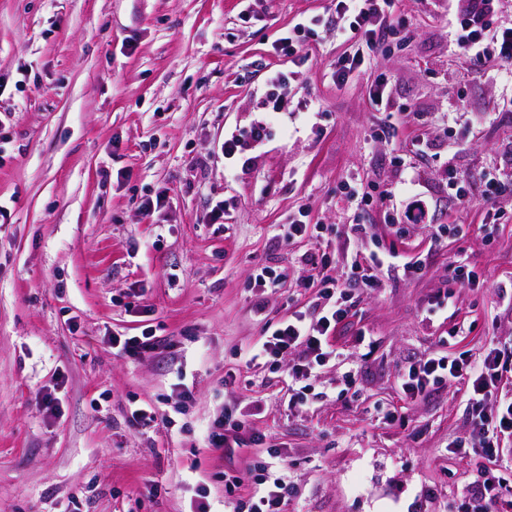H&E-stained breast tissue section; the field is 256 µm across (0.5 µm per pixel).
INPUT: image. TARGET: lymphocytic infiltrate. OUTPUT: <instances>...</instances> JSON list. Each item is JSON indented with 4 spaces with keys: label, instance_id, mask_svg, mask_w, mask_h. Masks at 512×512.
<instances>
[{
    "label": "lymphocytic infiltrate",
    "instance_id": "f902f5d3",
    "mask_svg": "<svg viewBox=\"0 0 512 512\" xmlns=\"http://www.w3.org/2000/svg\"><path fill=\"white\" fill-rule=\"evenodd\" d=\"M497 2L448 0L452 44L456 53L486 68L490 77L512 81V26H495ZM390 7V0H336V30L349 44L331 73L337 86L356 81L372 53L404 30V23L392 18ZM369 96L381 114L376 135L380 142L393 143L405 122H427L423 112L392 111L385 83H372ZM302 260L311 268L307 285L317 293L312 312L265 323L262 342L248 353L253 364L288 359L293 402L299 406L306 404L321 369L346 358L330 338L350 315L357 287L380 288L376 272L385 267L400 266L417 277L424 276L427 269L421 259H406L394 250L354 251L342 277L334 274L339 252L315 248L304 253ZM398 383L403 395L412 400L427 397L438 385H465L468 429L451 446L457 453L478 457L480 463L461 494V508L463 512H512V471L493 466L506 442L512 441V343L494 337L476 354L432 351L407 366ZM248 481L254 488L247 512H284L288 485L282 467L263 466L257 476L249 471L225 475L224 487L230 492Z\"/></svg>",
    "mask_w": 512,
    "mask_h": 512
}]
</instances>
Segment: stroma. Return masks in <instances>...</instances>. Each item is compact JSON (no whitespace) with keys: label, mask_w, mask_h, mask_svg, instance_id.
Instances as JSON below:
<instances>
[{"label":"stroma","mask_w":512,"mask_h":512,"mask_svg":"<svg viewBox=\"0 0 512 512\" xmlns=\"http://www.w3.org/2000/svg\"><path fill=\"white\" fill-rule=\"evenodd\" d=\"M392 13L407 35L339 88L331 68L347 44L333 0H0V512H193L201 488L224 512L225 473L267 462L286 468L287 512H455L476 465L448 451L466 429L464 390L410 402L397 378L442 340L452 353L512 340V84L454 52L442 0H394ZM313 17L309 60L278 89L309 111L270 115L248 169L231 172L225 134L263 116L269 74L289 66L275 40ZM380 76L394 106L429 116L392 148L374 136ZM420 134L434 149L400 169ZM492 167L509 180L488 225L478 190ZM452 171L469 201H449ZM350 175L381 190L407 180L438 206L428 223L385 224L403 193L356 211L340 189ZM302 204L334 241L357 219L373 227L360 249L426 255L428 272L379 271L381 288L361 291L331 338L350 358L294 408L287 362L249 367L244 352L265 321L311 304L300 256L312 241L275 237ZM440 224L464 234L435 242ZM458 254L487 282L426 322ZM266 266L285 279L254 287ZM147 328L159 350L113 347ZM362 330L376 338L368 354L352 348ZM144 401L157 419L132 426ZM394 409L404 425L382 421ZM227 411L259 441L211 447Z\"/></svg>","instance_id":"35a3bbf8"}]
</instances>
